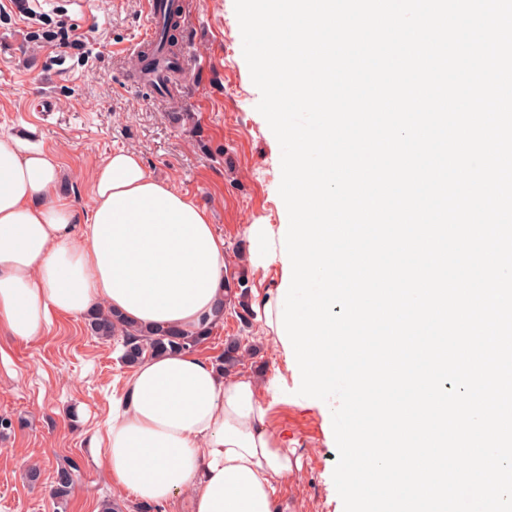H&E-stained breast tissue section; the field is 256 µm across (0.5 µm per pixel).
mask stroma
<instances>
[{"instance_id": "obj_1", "label": "stroma", "mask_w": 512, "mask_h": 512, "mask_svg": "<svg viewBox=\"0 0 512 512\" xmlns=\"http://www.w3.org/2000/svg\"><path fill=\"white\" fill-rule=\"evenodd\" d=\"M178 2L189 74L179 94L161 97L132 79L146 0H45L33 12L0 0V137L27 138L55 152L66 169L60 193L84 215L95 167L113 150L139 151L153 177L207 207L224 236L232 277L271 288L279 265L254 276L240 254L245 225L282 220L281 150L256 109L260 92L243 57L234 0ZM64 26L77 27L80 44L58 40ZM45 93L54 111H33ZM173 112L195 113L196 126L173 124ZM234 336L254 348L242 371L285 369L280 347L258 327L244 328L233 308L198 351L219 357ZM0 350L7 355L0 360V416L14 421L0 434V512H95L106 499L119 512H138L137 499L116 487L90 452V438L105 429L129 372L120 338L99 339L84 320L61 316L32 342L0 335ZM297 389L289 383L269 410L270 427L300 459L293 476L277 481L276 496L295 512H344L333 481L338 450L328 408ZM67 460L78 464L79 479L62 509L51 487Z\"/></svg>"}]
</instances>
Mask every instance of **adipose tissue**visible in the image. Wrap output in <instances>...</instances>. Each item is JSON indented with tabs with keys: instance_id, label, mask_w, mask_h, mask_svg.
Here are the masks:
<instances>
[{
	"instance_id": "ef3b65f1",
	"label": "adipose tissue",
	"mask_w": 512,
	"mask_h": 512,
	"mask_svg": "<svg viewBox=\"0 0 512 512\" xmlns=\"http://www.w3.org/2000/svg\"><path fill=\"white\" fill-rule=\"evenodd\" d=\"M64 169L51 151L0 139V334L30 342L57 316L107 310L144 330L196 333L222 321L229 268L207 208L152 177L140 154L113 150L92 177L79 216L58 192ZM244 263L281 260L279 229L245 225ZM282 374L222 372L197 352L133 367L93 450L115 485L190 512H289L275 482L297 465L268 424L266 396Z\"/></svg>"
}]
</instances>
